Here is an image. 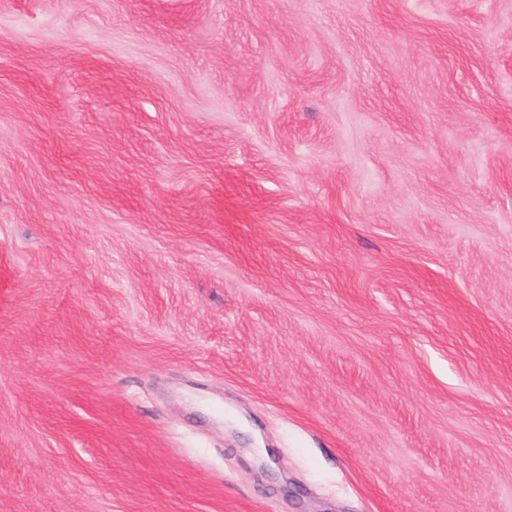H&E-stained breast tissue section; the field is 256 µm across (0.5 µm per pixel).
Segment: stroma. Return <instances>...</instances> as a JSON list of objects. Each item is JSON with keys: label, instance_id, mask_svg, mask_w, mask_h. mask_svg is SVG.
<instances>
[{"label": "stroma", "instance_id": "1", "mask_svg": "<svg viewBox=\"0 0 512 512\" xmlns=\"http://www.w3.org/2000/svg\"><path fill=\"white\" fill-rule=\"evenodd\" d=\"M0 512H512V0H0Z\"/></svg>", "mask_w": 512, "mask_h": 512}]
</instances>
